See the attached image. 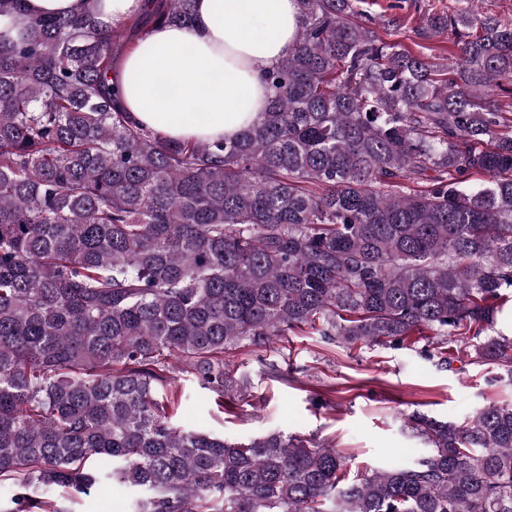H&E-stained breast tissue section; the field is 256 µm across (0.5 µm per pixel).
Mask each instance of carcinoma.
Instances as JSON below:
<instances>
[{
    "label": "carcinoma",
    "mask_w": 512,
    "mask_h": 512,
    "mask_svg": "<svg viewBox=\"0 0 512 512\" xmlns=\"http://www.w3.org/2000/svg\"><path fill=\"white\" fill-rule=\"evenodd\" d=\"M365 0H297L268 111L233 139L136 125L114 53L193 0L104 27L91 12L0 37V512H69L102 485L132 512H512V405L424 414L409 465L350 475L301 435L172 423L180 370L218 398L224 354L312 334L512 378V23L425 12L450 62L381 31Z\"/></svg>",
    "instance_id": "1"
}]
</instances>
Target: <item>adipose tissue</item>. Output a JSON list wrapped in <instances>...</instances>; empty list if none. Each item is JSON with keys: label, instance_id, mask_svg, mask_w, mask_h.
<instances>
[{"label": "adipose tissue", "instance_id": "obj_1", "mask_svg": "<svg viewBox=\"0 0 512 512\" xmlns=\"http://www.w3.org/2000/svg\"><path fill=\"white\" fill-rule=\"evenodd\" d=\"M93 6L98 21L124 25L146 0H24L0 31L29 17ZM299 25L296 0H195L191 25H156L120 59L112 80L137 125L185 141L234 138L267 109L266 70L287 56Z\"/></svg>", "mask_w": 512, "mask_h": 512}]
</instances>
